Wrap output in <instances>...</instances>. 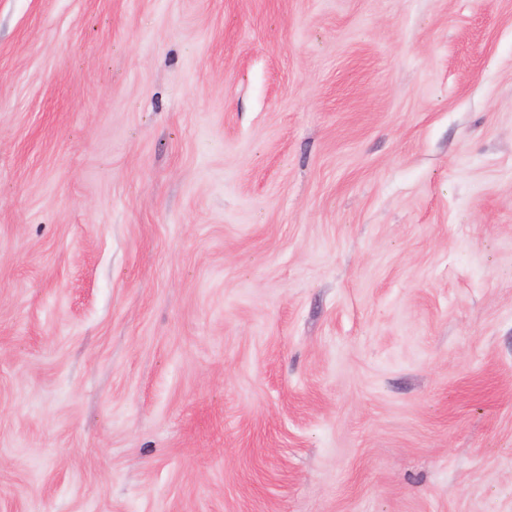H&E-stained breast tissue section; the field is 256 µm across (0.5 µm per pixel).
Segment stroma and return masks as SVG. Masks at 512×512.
I'll return each mask as SVG.
<instances>
[{
	"instance_id": "1",
	"label": "stroma",
	"mask_w": 512,
	"mask_h": 512,
	"mask_svg": "<svg viewBox=\"0 0 512 512\" xmlns=\"http://www.w3.org/2000/svg\"><path fill=\"white\" fill-rule=\"evenodd\" d=\"M0 512H512V0H0Z\"/></svg>"
}]
</instances>
